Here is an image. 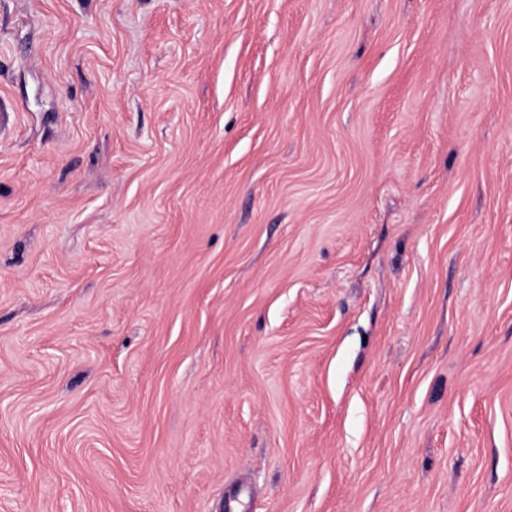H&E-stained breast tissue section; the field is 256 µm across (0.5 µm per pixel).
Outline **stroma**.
<instances>
[{
    "instance_id": "stroma-1",
    "label": "stroma",
    "mask_w": 512,
    "mask_h": 512,
    "mask_svg": "<svg viewBox=\"0 0 512 512\" xmlns=\"http://www.w3.org/2000/svg\"><path fill=\"white\" fill-rule=\"evenodd\" d=\"M0 512H512V0H0Z\"/></svg>"
}]
</instances>
